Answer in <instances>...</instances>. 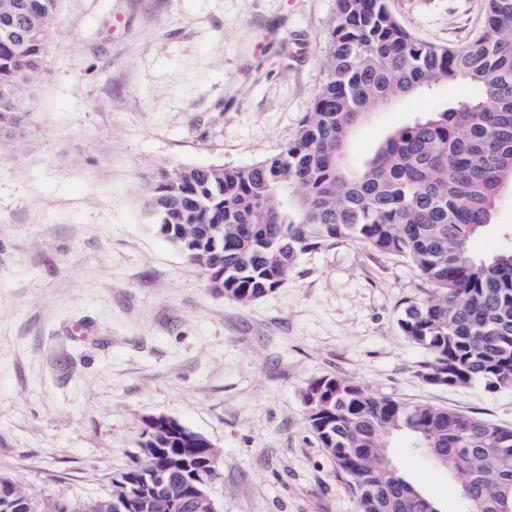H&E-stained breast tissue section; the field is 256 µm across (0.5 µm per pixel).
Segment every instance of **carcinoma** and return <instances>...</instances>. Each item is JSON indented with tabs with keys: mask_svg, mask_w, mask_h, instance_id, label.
I'll return each mask as SVG.
<instances>
[{
	"mask_svg": "<svg viewBox=\"0 0 512 512\" xmlns=\"http://www.w3.org/2000/svg\"><path fill=\"white\" fill-rule=\"evenodd\" d=\"M23 15L0 19V156L24 142L27 103L47 70L49 31L63 0H19ZM326 79L294 140L277 155L236 168L177 164L143 188L151 228L207 281L224 274V293L240 302L281 287L303 256L350 239L408 260L427 283L408 305L402 335L427 348L423 374L448 386L482 382L512 389V244L488 258L469 254L512 181V0H484L468 42L435 44L404 27L387 0H337L325 54ZM444 81L476 94L426 112L378 146L361 167L344 164L355 127L375 108ZM326 415L309 430L347 476L358 512H432L438 503L407 479L390 455L396 439L439 468L460 474L462 512H512V428L427 404L377 397L335 376L311 381ZM127 474L159 471L174 488L196 468L188 447L153 433ZM112 494L127 512L145 507L138 481ZM19 512H48L45 497L0 475V498ZM68 512H113L108 497L66 501Z\"/></svg>",
	"mask_w": 512,
	"mask_h": 512,
	"instance_id": "obj_1",
	"label": "carcinoma"
}]
</instances>
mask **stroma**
<instances>
[{
	"label": "stroma",
	"instance_id": "stroma-1",
	"mask_svg": "<svg viewBox=\"0 0 512 512\" xmlns=\"http://www.w3.org/2000/svg\"><path fill=\"white\" fill-rule=\"evenodd\" d=\"M433 43L467 41L482 0H390ZM336 0H64L21 151L0 157V474L68 500L102 497L165 414L220 451L222 512H356L305 422L324 376L512 426V391L426 384L429 352L398 320L427 285L403 258L342 239L242 304L150 227L144 181L175 164L249 165L291 142L325 80ZM472 87L376 108L347 166ZM512 232V184L470 253ZM443 512L460 476L400 447Z\"/></svg>",
	"mask_w": 512,
	"mask_h": 512
}]
</instances>
